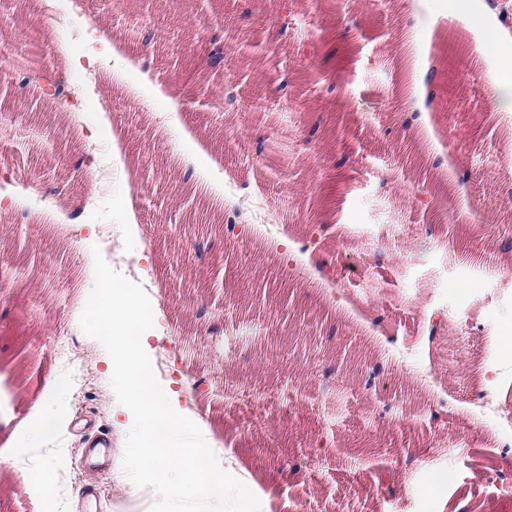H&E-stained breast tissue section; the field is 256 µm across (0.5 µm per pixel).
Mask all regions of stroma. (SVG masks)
Listing matches in <instances>:
<instances>
[{"instance_id": "35a3bbf8", "label": "stroma", "mask_w": 512, "mask_h": 512, "mask_svg": "<svg viewBox=\"0 0 512 512\" xmlns=\"http://www.w3.org/2000/svg\"><path fill=\"white\" fill-rule=\"evenodd\" d=\"M512 0H425L398 40L397 0H321L296 7L277 37V0H17L0 16L16 40L44 34L49 69L71 82L56 111L18 84H0V512H150L151 489L116 467L126 427L99 342L80 315L94 282L93 248L140 284L165 379L218 458L229 457L265 501L260 512H512V453L468 411L494 390L512 406V376L486 385L489 350L512 333V258L492 248L512 225V129L491 110L489 38L471 20ZM235 36L224 72L236 110L177 109L197 75L214 20ZM109 43L114 67L73 70L86 33ZM429 66L437 104L403 130L391 60ZM293 81L279 99L278 66ZM326 96L316 75L335 81ZM326 128L303 142L312 113ZM283 133L278 170L255 161L259 138ZM344 169H336L340 155ZM442 181L460 206L439 215L413 186ZM248 184L273 223L278 254L250 225L224 236ZM337 222L314 258L294 241ZM438 391L395 363L367 393L370 338L418 346L430 314ZM58 429L37 440L36 425ZM308 456L304 475L285 469ZM398 475L376 494L378 466Z\"/></svg>"}]
</instances>
